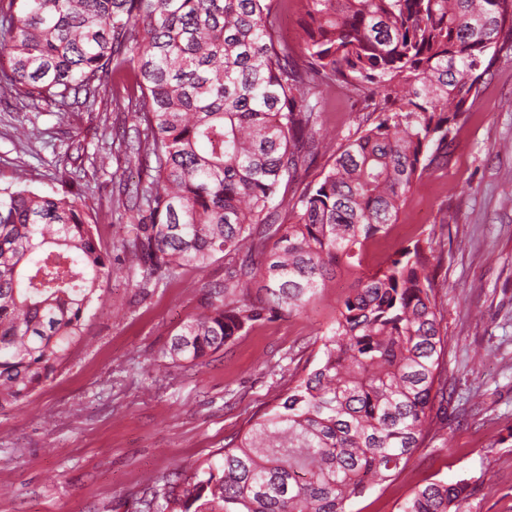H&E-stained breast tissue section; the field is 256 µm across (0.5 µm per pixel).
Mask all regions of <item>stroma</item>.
<instances>
[{"label":"stroma","mask_w":512,"mask_h":512,"mask_svg":"<svg viewBox=\"0 0 512 512\" xmlns=\"http://www.w3.org/2000/svg\"><path fill=\"white\" fill-rule=\"evenodd\" d=\"M319 108L337 141L356 132L362 96L323 84ZM25 127L27 140L14 136ZM123 116L107 95L92 108L0 98V188L71 190L112 251L102 299L56 379L0 408V512H141L149 483L189 470L242 432L317 363L316 331L354 286L340 274L298 316L265 318L224 348L173 364V334L224 280L225 260L137 287L120 243L128 213L112 194L135 182ZM512 59L485 76L455 131L447 168L410 193L389 239L428 238L440 286L448 402L434 406L425 442L395 480L374 486L351 512H398L434 481L467 485L463 512H512Z\"/></svg>","instance_id":"35a3bbf8"}]
</instances>
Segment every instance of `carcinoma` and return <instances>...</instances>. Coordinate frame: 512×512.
Returning <instances> with one entry per match:
<instances>
[{
	"label": "carcinoma",
	"mask_w": 512,
	"mask_h": 512,
	"mask_svg": "<svg viewBox=\"0 0 512 512\" xmlns=\"http://www.w3.org/2000/svg\"><path fill=\"white\" fill-rule=\"evenodd\" d=\"M281 2L0 0L1 92L91 107L102 78L130 69L138 99L124 122L148 178L112 197L137 224L121 244L128 269L147 284L228 259L172 338V361L215 353L266 314H302L339 272L357 282L315 367L220 459L151 487L143 512H348L406 469L446 400L429 241L374 263L369 249L448 164L512 44V0H295L297 48L273 25ZM336 80L375 102L339 146L310 102ZM320 153L331 163L288 197ZM110 265L69 191L0 188V408L64 367ZM465 492L430 482L399 512H461Z\"/></svg>",
	"instance_id": "carcinoma-1"
}]
</instances>
